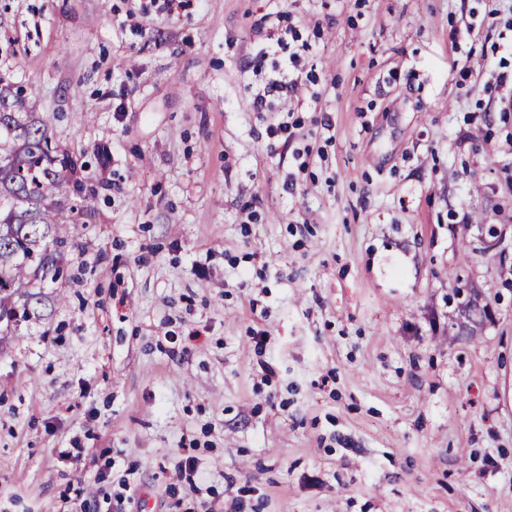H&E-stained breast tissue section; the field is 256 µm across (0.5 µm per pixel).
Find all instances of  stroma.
Wrapping results in <instances>:
<instances>
[{"label": "stroma", "instance_id": "stroma-1", "mask_svg": "<svg viewBox=\"0 0 512 512\" xmlns=\"http://www.w3.org/2000/svg\"><path fill=\"white\" fill-rule=\"evenodd\" d=\"M0 77L95 190L0 512H512V0H0ZM277 18H278V24L276 25V33H273V35L269 38V39H273L272 37H274L275 43H273L268 48L273 49L275 46H277L278 48L284 50L287 48V46H288V48H290V44L288 42L289 35H291V37L294 41H298L297 38H299V36H298L296 30L293 29L292 26H290V25L279 26L281 19L283 22H285L283 19L284 17L279 16V13L277 14ZM268 48L265 51H261V52L257 53L256 55H254L253 57L248 58L244 64L245 69L247 71L252 70L253 74H255V75L262 74L264 67H265V61H266L268 55H270V51L268 50ZM301 85V81L298 82V77L290 78V75H288V77L283 75L281 78L269 79L263 88L258 89L254 94V103L257 111H270L271 104L268 103V97L274 93H282V95L283 93H285V95H288V93L295 94L299 91Z\"/></svg>", "mask_w": 512, "mask_h": 512}]
</instances>
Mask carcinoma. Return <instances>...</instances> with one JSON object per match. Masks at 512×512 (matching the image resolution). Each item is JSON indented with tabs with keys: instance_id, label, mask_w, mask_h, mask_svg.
<instances>
[{
	"instance_id": "obj_1",
	"label": "carcinoma",
	"mask_w": 512,
	"mask_h": 512,
	"mask_svg": "<svg viewBox=\"0 0 512 512\" xmlns=\"http://www.w3.org/2000/svg\"><path fill=\"white\" fill-rule=\"evenodd\" d=\"M85 191L69 153L53 144L46 120L18 94L0 90V335L43 317L42 292L63 273L72 247L67 225L80 209H64Z\"/></svg>"
}]
</instances>
